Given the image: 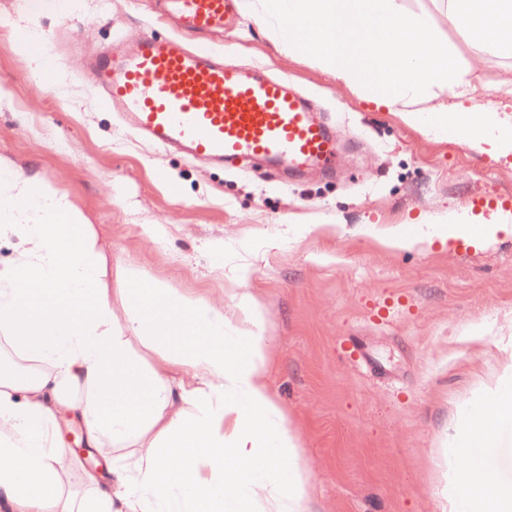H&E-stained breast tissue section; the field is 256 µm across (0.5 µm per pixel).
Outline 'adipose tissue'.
I'll use <instances>...</instances> for the list:
<instances>
[{
  "mask_svg": "<svg viewBox=\"0 0 512 512\" xmlns=\"http://www.w3.org/2000/svg\"><path fill=\"white\" fill-rule=\"evenodd\" d=\"M480 56L512 57V0H442ZM289 54L313 61L364 101L419 119L492 157L512 155V125L469 105L471 70L402 0H243ZM512 234V219L469 214L435 225L450 244ZM0 506L7 512H314L315 481L267 379L263 306L224 303L108 268L96 229L68 195L0 163ZM158 354L145 363L140 350ZM181 378H174L171 367ZM72 414L91 448L118 451L110 480L69 490L59 419ZM512 426V371L487 386L454 435L463 512H512L489 448Z\"/></svg>",
  "mask_w": 512,
  "mask_h": 512,
  "instance_id": "1",
  "label": "adipose tissue"
}]
</instances>
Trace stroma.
I'll return each mask as SVG.
<instances>
[{
	"label": "stroma",
	"mask_w": 512,
	"mask_h": 512,
	"mask_svg": "<svg viewBox=\"0 0 512 512\" xmlns=\"http://www.w3.org/2000/svg\"><path fill=\"white\" fill-rule=\"evenodd\" d=\"M0 0V161L68 193L110 266L129 265L204 299L251 294L272 338L268 383L316 476L317 512H451L443 451L455 410L512 362V236L473 247L396 248L478 200L512 211V156L493 159L374 109L277 35L240 15L229 61L287 78L336 131L330 176L283 179L266 165L219 169L125 129L83 76L105 45L168 35L154 0ZM474 71L472 103L512 111V59L475 56L439 0H404ZM43 69L31 58L41 41ZM73 493L84 429L61 419Z\"/></svg>",
	"instance_id": "stroma-1"
}]
</instances>
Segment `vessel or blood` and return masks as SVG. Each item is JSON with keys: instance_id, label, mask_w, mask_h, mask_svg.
I'll return each mask as SVG.
<instances>
[{"instance_id": "b4317fda", "label": "vessel or blood", "mask_w": 512, "mask_h": 512, "mask_svg": "<svg viewBox=\"0 0 512 512\" xmlns=\"http://www.w3.org/2000/svg\"><path fill=\"white\" fill-rule=\"evenodd\" d=\"M235 0H161L160 12L180 31L151 34L114 58L104 49L86 76L106 108L150 143L216 166L266 161L300 176L330 170L336 133L286 80L226 62L223 53L191 49L182 34L223 29Z\"/></svg>"}]
</instances>
